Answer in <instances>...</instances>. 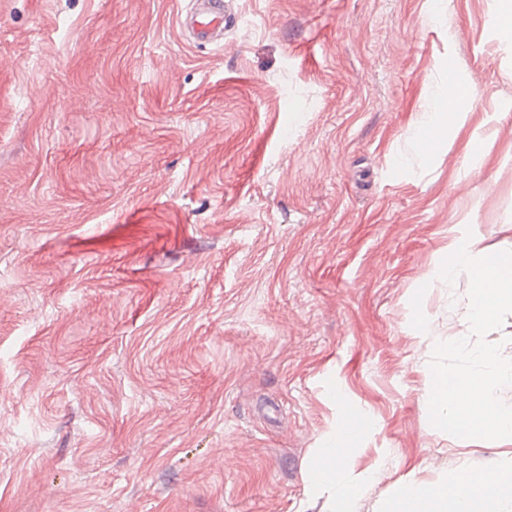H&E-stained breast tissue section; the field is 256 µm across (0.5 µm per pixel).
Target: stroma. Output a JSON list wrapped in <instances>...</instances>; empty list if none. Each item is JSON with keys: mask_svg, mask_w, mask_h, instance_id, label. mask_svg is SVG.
Masks as SVG:
<instances>
[{"mask_svg": "<svg viewBox=\"0 0 512 512\" xmlns=\"http://www.w3.org/2000/svg\"><path fill=\"white\" fill-rule=\"evenodd\" d=\"M189 2L0 0V512H326L336 436V512L506 465L428 408L449 243L512 249L500 0H226L199 47ZM233 18L224 9L223 0H192L186 15L181 16L180 33L187 28L190 38L197 44H217L224 36V28ZM467 94L452 80H449L448 87L446 86L440 92L436 101L437 112L430 113L429 120L421 134L432 146H437L442 139L447 138L449 116L455 117L457 124H462L464 113L456 111ZM444 108L446 110L448 108V112H445ZM336 439L334 441V446H329V448H321V454L323 459L327 454H333L330 459L328 467L323 465L322 469H320V479L323 484L333 491L334 498V508L331 509V512L336 510V497L340 499H350L355 497L360 492V487L355 484L342 483L336 481Z\"/></svg>", "mask_w": 512, "mask_h": 512, "instance_id": "stroma-1", "label": "stroma"}]
</instances>
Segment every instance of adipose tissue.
I'll return each mask as SVG.
<instances>
[{"label":"adipose tissue","mask_w":512,"mask_h":512,"mask_svg":"<svg viewBox=\"0 0 512 512\" xmlns=\"http://www.w3.org/2000/svg\"><path fill=\"white\" fill-rule=\"evenodd\" d=\"M465 96V91L453 81L440 92L436 110L422 131L431 145L446 138L449 118L463 120L459 107ZM393 512H512V471L459 475L448 487L400 483Z\"/></svg>","instance_id":"1"}]
</instances>
